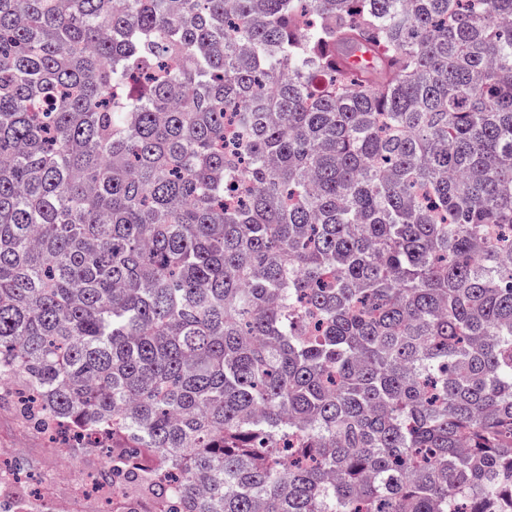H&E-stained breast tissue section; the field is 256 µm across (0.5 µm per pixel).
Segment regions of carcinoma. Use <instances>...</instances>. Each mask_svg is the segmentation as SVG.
I'll return each instance as SVG.
<instances>
[{"label":"carcinoma","instance_id":"obj_1","mask_svg":"<svg viewBox=\"0 0 512 512\" xmlns=\"http://www.w3.org/2000/svg\"><path fill=\"white\" fill-rule=\"evenodd\" d=\"M2 379L112 512H512V0H0Z\"/></svg>","mask_w":512,"mask_h":512}]
</instances>
